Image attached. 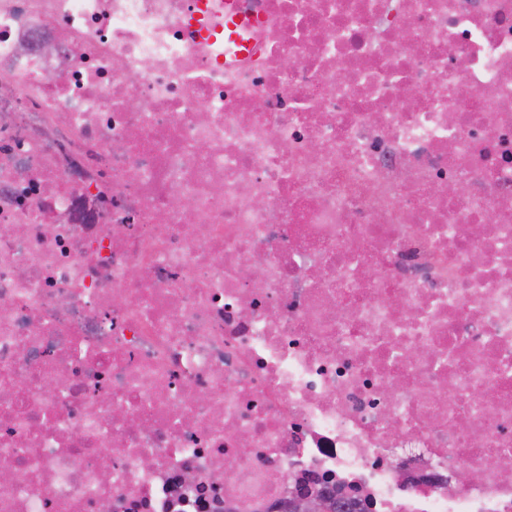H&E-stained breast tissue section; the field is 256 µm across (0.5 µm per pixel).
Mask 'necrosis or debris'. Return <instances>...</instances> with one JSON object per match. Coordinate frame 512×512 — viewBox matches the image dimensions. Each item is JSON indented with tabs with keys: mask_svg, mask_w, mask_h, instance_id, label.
<instances>
[{
	"mask_svg": "<svg viewBox=\"0 0 512 512\" xmlns=\"http://www.w3.org/2000/svg\"><path fill=\"white\" fill-rule=\"evenodd\" d=\"M243 4L0 0V512H512V0ZM337 504L323 498H314L306 493L294 494L280 506L282 512H334Z\"/></svg>",
	"mask_w": 512,
	"mask_h": 512,
	"instance_id": "1",
	"label": "necrosis or debris"
}]
</instances>
